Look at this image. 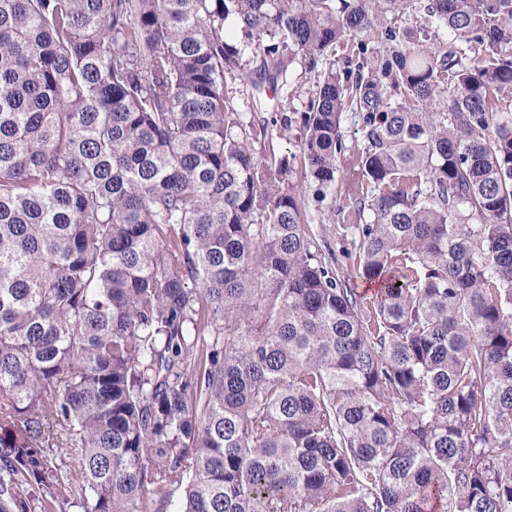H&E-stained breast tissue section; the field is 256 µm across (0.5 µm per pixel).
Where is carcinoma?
Returning a JSON list of instances; mask_svg holds the SVG:
<instances>
[{"label": "carcinoma", "instance_id": "1", "mask_svg": "<svg viewBox=\"0 0 512 512\" xmlns=\"http://www.w3.org/2000/svg\"><path fill=\"white\" fill-rule=\"evenodd\" d=\"M509 92L512 0H0V512H512ZM347 110L367 307L287 181ZM270 137V132L265 139L261 135L257 137L255 148L259 156H263L264 154H273V152L275 153L276 157L282 155L290 156L291 154H299L300 134L295 127L283 136H280L278 132L274 130L272 141L270 140ZM67 457L68 476L61 489L57 492V496L49 504L44 501H35L33 504L34 509L31 512H60V508L67 509L66 512H80V509L70 507L72 505L70 503L78 497L80 488L84 484V475L78 462L77 454L72 452Z\"/></svg>", "mask_w": 512, "mask_h": 512}]
</instances>
